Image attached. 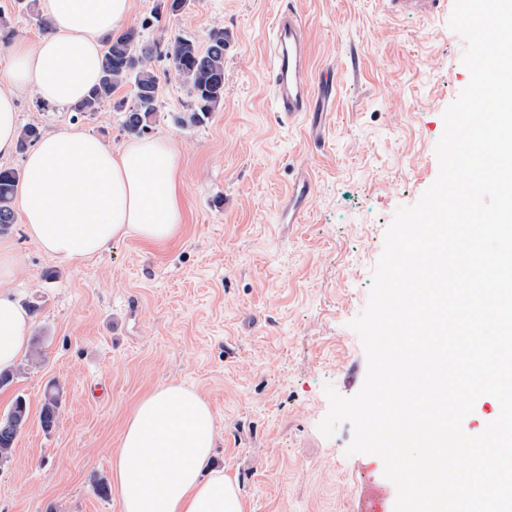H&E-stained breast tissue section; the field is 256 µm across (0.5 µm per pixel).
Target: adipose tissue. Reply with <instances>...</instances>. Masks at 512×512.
Listing matches in <instances>:
<instances>
[{
	"label": "adipose tissue",
	"instance_id": "1",
	"mask_svg": "<svg viewBox=\"0 0 512 512\" xmlns=\"http://www.w3.org/2000/svg\"><path fill=\"white\" fill-rule=\"evenodd\" d=\"M47 32L10 48L0 87V157L16 150L18 94L59 108L82 100L100 77L102 40L122 29L131 0H42ZM180 157L168 140L144 137L120 148L78 128L42 136L29 150L18 204L29 239L64 261L93 257L112 240L135 235L163 242L177 233ZM0 371L28 345L29 317L2 284ZM216 421L208 402L178 383L155 389L127 421L112 453L122 512H246L236 484L213 467Z\"/></svg>",
	"mask_w": 512,
	"mask_h": 512
}]
</instances>
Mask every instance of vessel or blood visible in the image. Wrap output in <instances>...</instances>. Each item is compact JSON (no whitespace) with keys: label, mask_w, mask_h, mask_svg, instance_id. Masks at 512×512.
I'll use <instances>...</instances> for the list:
<instances>
[{"label":"vessel or blood","mask_w":512,"mask_h":512,"mask_svg":"<svg viewBox=\"0 0 512 512\" xmlns=\"http://www.w3.org/2000/svg\"><path fill=\"white\" fill-rule=\"evenodd\" d=\"M268 84L275 110L287 120L331 109V93L324 83L313 82L309 71L306 30L293 8L282 9L272 25ZM360 512H391L386 490L370 484Z\"/></svg>","instance_id":"1"}]
</instances>
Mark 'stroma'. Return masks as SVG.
Listing matches in <instances>:
<instances>
[{
  "instance_id": "35a3bbf8",
  "label": "stroma",
  "mask_w": 512,
  "mask_h": 512,
  "mask_svg": "<svg viewBox=\"0 0 512 512\" xmlns=\"http://www.w3.org/2000/svg\"><path fill=\"white\" fill-rule=\"evenodd\" d=\"M130 26L147 42L180 34L205 44L232 31L224 103L191 124L181 80L165 75L152 137L180 154L177 235L136 236L73 262L39 251L22 224L0 234L15 264L8 287L34 306V364L22 354L0 387V416L16 398L28 419L0 465V512H121L112 451L138 401L175 381L201 394L216 419L214 465L236 479L247 512H354L368 482L386 486L382 460L346 455L350 425L325 438L326 388L349 397L367 371L349 326L365 308L384 236L398 207L435 181L443 115L469 81L464 38L449 11H396L391 0H191L181 14L132 0ZM306 25L312 78L334 72V109L321 138L281 122L267 86L266 45L284 3ZM16 0H0L13 38L41 29ZM158 22L143 27L151 15ZM21 124L81 128L118 148L131 138L112 107L78 116L19 100ZM311 190L301 221L286 218L300 179ZM58 385L56 422L43 429L45 394Z\"/></svg>"
}]
</instances>
